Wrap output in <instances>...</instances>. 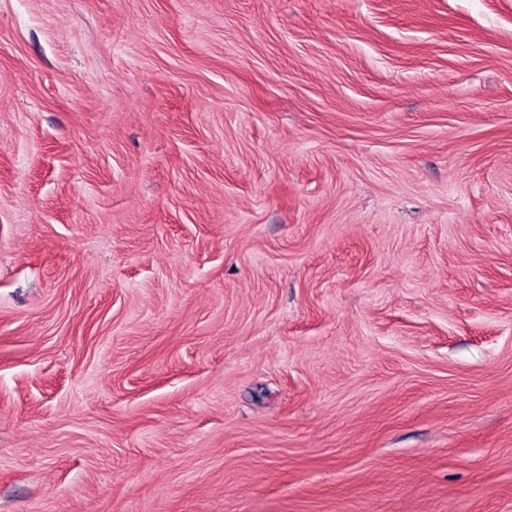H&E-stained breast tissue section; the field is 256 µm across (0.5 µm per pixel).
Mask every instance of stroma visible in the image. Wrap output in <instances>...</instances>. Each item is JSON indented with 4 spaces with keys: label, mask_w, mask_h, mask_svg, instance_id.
<instances>
[{
    "label": "stroma",
    "mask_w": 512,
    "mask_h": 512,
    "mask_svg": "<svg viewBox=\"0 0 512 512\" xmlns=\"http://www.w3.org/2000/svg\"><path fill=\"white\" fill-rule=\"evenodd\" d=\"M0 512H512V0H0Z\"/></svg>",
    "instance_id": "obj_1"
}]
</instances>
